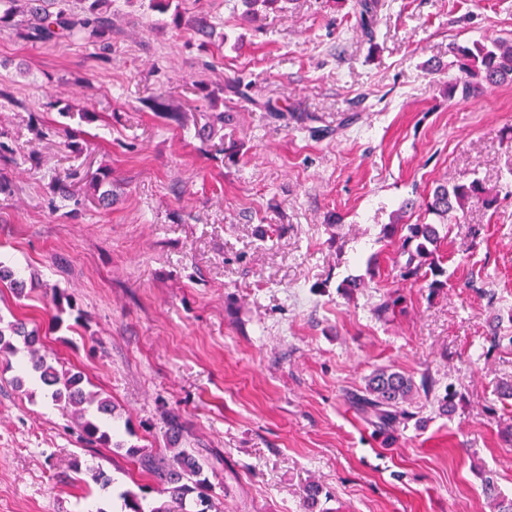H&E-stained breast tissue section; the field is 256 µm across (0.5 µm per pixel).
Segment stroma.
<instances>
[{"label": "stroma", "instance_id": "35a3bbf8", "mask_svg": "<svg viewBox=\"0 0 512 512\" xmlns=\"http://www.w3.org/2000/svg\"><path fill=\"white\" fill-rule=\"evenodd\" d=\"M148 3L111 0L93 44L32 40L26 0L0 26V263L26 281L0 287V313L114 407L113 447L87 442L46 388L17 386L20 357L0 361V512H120L140 479L125 449L173 446L209 459L216 512H306L313 481L332 512H494L482 472L512 497V398L495 395L512 384V84L451 97L433 66L512 35V0H385L370 39L333 0L258 24L231 0H172L178 29ZM215 109L228 121L201 135ZM100 169L106 207L85 189ZM474 178L499 201L454 225L447 288L398 280L383 225ZM350 275L366 283L348 296ZM378 367L453 384L454 411L418 397L385 442L350 402Z\"/></svg>", "mask_w": 512, "mask_h": 512}]
</instances>
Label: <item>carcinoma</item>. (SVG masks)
Returning a JSON list of instances; mask_svg holds the SVG:
<instances>
[{
    "instance_id": "obj_1",
    "label": "carcinoma",
    "mask_w": 512,
    "mask_h": 512,
    "mask_svg": "<svg viewBox=\"0 0 512 512\" xmlns=\"http://www.w3.org/2000/svg\"><path fill=\"white\" fill-rule=\"evenodd\" d=\"M245 7L243 16L255 22L271 12L283 9L288 0H238ZM106 0H90L88 16L81 17L61 7L56 13L46 9L45 0H29L28 11L38 21L33 37L50 39L62 35L70 40L93 41L106 27L110 18L102 12ZM384 0H357L354 14L362 33L373 36L374 22ZM454 60L448 63V96L461 93L476 96L486 88L512 82V40L484 38L471 43L452 46ZM112 181L107 175H93L87 183V192L105 202L112 196ZM498 193L486 188L474 178L468 182H442L435 186L421 205L406 200L395 213L392 223L383 226L382 239L396 246V268L401 280H428L430 288L448 285L447 270L438 259V249L449 225L461 223V215L472 206L486 210L497 206ZM422 210V219H406L413 209ZM403 303L397 293L387 296L374 308V315L384 320ZM23 340L27 350V365L32 373L51 390L56 402L64 403L77 422L82 435L90 442L112 446L110 428L104 417L112 414V401L97 391L86 388L84 374L70 369H57L40 354L43 343L38 332L27 330L26 322L17 320L0 328V358L9 360L18 353L15 338ZM432 396L438 412L446 414L457 396L452 385L438 391L436 383L426 378L417 384L412 377L387 368L374 370L365 380L363 394L355 396V403L364 417L378 432L393 438L415 417L413 399L419 392ZM127 456L137 470L156 484L163 495L159 505L150 512H212L214 502L212 484L204 476V465L186 448L164 452H147L141 448L127 449ZM487 496L494 497L498 512H512V499L501 496L491 478H483ZM122 512H144L138 493L125 489L119 494Z\"/></svg>"
}]
</instances>
